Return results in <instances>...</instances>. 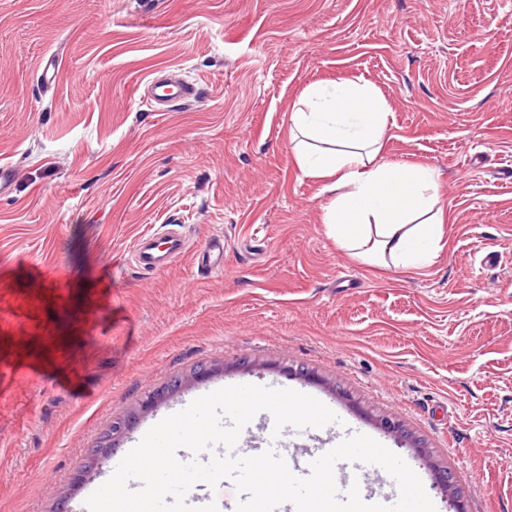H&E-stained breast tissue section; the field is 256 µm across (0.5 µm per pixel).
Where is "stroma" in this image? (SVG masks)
Instances as JSON below:
<instances>
[{
  "instance_id": "35a3bbf8",
  "label": "stroma",
  "mask_w": 512,
  "mask_h": 512,
  "mask_svg": "<svg viewBox=\"0 0 512 512\" xmlns=\"http://www.w3.org/2000/svg\"><path fill=\"white\" fill-rule=\"evenodd\" d=\"M171 70L201 95L159 112L141 87ZM339 79L387 98L386 158L441 174L450 223L424 269L337 249L325 184L294 160L292 104ZM0 163L18 171L0 195V512L85 501L163 415L239 384L317 397L339 417L322 447L373 436L436 512L446 468L467 512H512V0H0ZM167 224L188 252L140 269L130 251ZM216 235L208 275L195 252ZM199 365L218 372L141 412ZM198 266L205 267L211 274L224 271V239L212 238L196 253Z\"/></svg>"
}]
</instances>
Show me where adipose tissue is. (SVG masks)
Listing matches in <instances>:
<instances>
[{
    "label": "adipose tissue",
    "mask_w": 512,
    "mask_h": 512,
    "mask_svg": "<svg viewBox=\"0 0 512 512\" xmlns=\"http://www.w3.org/2000/svg\"><path fill=\"white\" fill-rule=\"evenodd\" d=\"M391 117L369 85L314 82L291 107L289 143L306 176L330 182L323 218L337 248L365 264L416 270L437 257L448 214L435 168L384 156Z\"/></svg>",
    "instance_id": "obj_1"
}]
</instances>
